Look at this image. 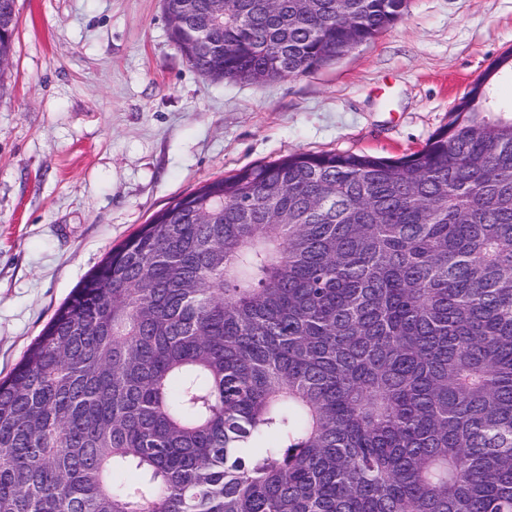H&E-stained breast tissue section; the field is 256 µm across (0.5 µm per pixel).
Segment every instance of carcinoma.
<instances>
[{
  "label": "carcinoma",
  "instance_id": "1",
  "mask_svg": "<svg viewBox=\"0 0 512 512\" xmlns=\"http://www.w3.org/2000/svg\"><path fill=\"white\" fill-rule=\"evenodd\" d=\"M405 8L194 0L219 51L169 34L272 81ZM509 74L402 158L259 163L113 247L0 380V512H512Z\"/></svg>",
  "mask_w": 512,
  "mask_h": 512
}]
</instances>
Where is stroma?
<instances>
[{"mask_svg":"<svg viewBox=\"0 0 512 512\" xmlns=\"http://www.w3.org/2000/svg\"><path fill=\"white\" fill-rule=\"evenodd\" d=\"M0 75V378L112 247L205 181L297 152L399 158L512 50V0H408L319 69L213 80L162 0H16Z\"/></svg>","mask_w":512,"mask_h":512,"instance_id":"stroma-1","label":"stroma"}]
</instances>
